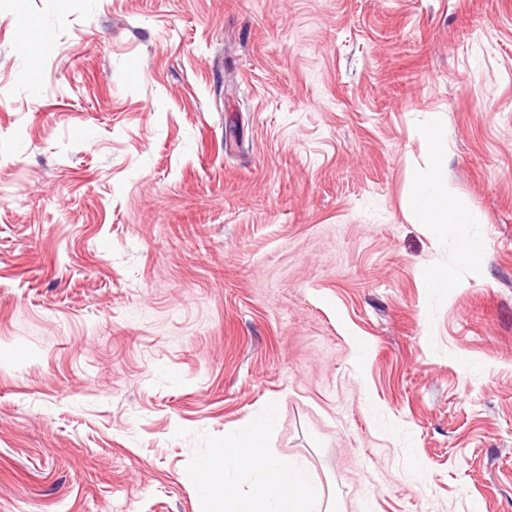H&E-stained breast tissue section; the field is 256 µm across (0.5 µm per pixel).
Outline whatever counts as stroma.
<instances>
[{"label":"stroma","mask_w":512,"mask_h":512,"mask_svg":"<svg viewBox=\"0 0 512 512\" xmlns=\"http://www.w3.org/2000/svg\"><path fill=\"white\" fill-rule=\"evenodd\" d=\"M270 403L333 512H512V0H0V512H210ZM409 200L419 223L432 224L440 235L448 236L451 225L467 224L470 219L464 209L451 202L448 185L437 168L413 183Z\"/></svg>","instance_id":"1"}]
</instances>
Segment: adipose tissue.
<instances>
[{"label": "adipose tissue", "mask_w": 512, "mask_h": 512, "mask_svg": "<svg viewBox=\"0 0 512 512\" xmlns=\"http://www.w3.org/2000/svg\"><path fill=\"white\" fill-rule=\"evenodd\" d=\"M419 223L447 234L451 225L467 223L468 213L455 206L439 169L415 181L409 196ZM276 423V407L268 405L224 436L222 451L207 462L220 479L199 491L213 500L214 512H324V494L304 464L276 457L266 438Z\"/></svg>", "instance_id": "ef3b65f1"}]
</instances>
